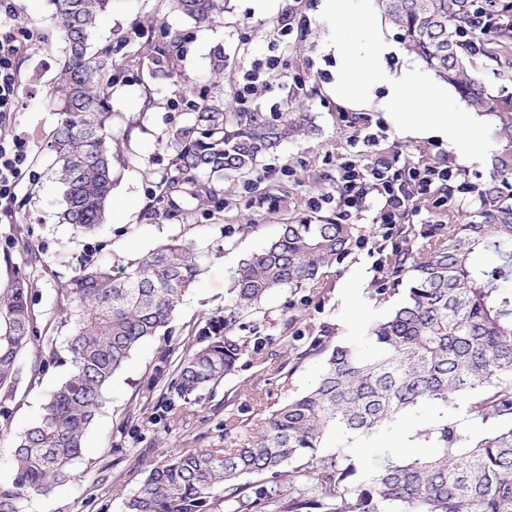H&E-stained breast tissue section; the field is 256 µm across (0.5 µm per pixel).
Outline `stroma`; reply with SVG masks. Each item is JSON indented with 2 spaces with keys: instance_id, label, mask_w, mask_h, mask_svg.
<instances>
[{
  "instance_id": "stroma-1",
  "label": "stroma",
  "mask_w": 512,
  "mask_h": 512,
  "mask_svg": "<svg viewBox=\"0 0 512 512\" xmlns=\"http://www.w3.org/2000/svg\"><path fill=\"white\" fill-rule=\"evenodd\" d=\"M12 3L13 16L0 18V26L33 29L38 40L18 57L25 90L8 133L26 141L30 175L16 189L12 219L0 221V297L16 278H26L34 322L19 354L17 383L0 389V484L14 478L17 438L39 420L49 393L67 375V365L52 353L62 349L71 331L61 316L66 287L79 268L92 261L122 275L128 261L172 236L205 254L199 280L185 295L169 332L140 345L113 376L84 436L73 478L24 507L25 512H125L126 498L163 456L223 447L226 423L253 418L308 390L322 368L320 357L305 353L308 337L345 339L387 311L371 298L382 276L379 253L355 245L341 263L326 268L318 287L281 289L243 318V325L256 328L265 342L239 361L213 398L195 405L179 402L157 413L183 351L196 345L206 319L223 311L224 293L241 258L264 247L279 225L312 216L311 198L335 195L346 163L370 165L396 155L479 182L489 174L487 158L496 145L484 119L474 117L462 137L473 156L464 167L440 142L402 137L384 113L342 105L329 90L334 62L323 44L331 28L318 14L320 0H264L260 6L255 0H227L223 19L203 27L169 10L167 0H112L96 28L95 46L111 45L115 59H123L143 41L159 42L155 23L165 21L182 38L178 69L193 80L196 97L214 93L204 76L219 50L224 100L233 111L299 112L310 132L282 143L247 177L225 179L219 202L174 211L159 195L169 172L163 146L167 133L190 119L188 111L173 106L182 88L165 77H150L145 66L121 70L110 100L118 155L112 210L104 228L87 235L59 223L61 196L48 171L47 143L60 121L49 98L64 46L60 22L50 0ZM287 19L290 34L274 39ZM271 57L278 58V68L267 74L251 102L240 104L237 90L244 73ZM474 209L472 194L458 193L451 212L426 202L408 221L418 229L447 223L452 216L464 222ZM242 224L251 225V232H239Z\"/></svg>"
}]
</instances>
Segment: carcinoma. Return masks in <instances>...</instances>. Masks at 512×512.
<instances>
[{
    "label": "carcinoma",
    "mask_w": 512,
    "mask_h": 512,
    "mask_svg": "<svg viewBox=\"0 0 512 512\" xmlns=\"http://www.w3.org/2000/svg\"><path fill=\"white\" fill-rule=\"evenodd\" d=\"M196 24L224 13V0H169ZM65 61L55 89L62 120L48 149L64 209L60 219L85 234L104 223L112 197L109 101L117 73L112 48L93 49L112 0H53ZM399 25L408 52L448 81L489 120L497 149L489 177L471 188L476 210L457 224H430L416 236L395 229L379 249L377 295L406 285L404 300L352 342L312 336L307 355L324 356L316 383L268 411L251 439L224 428L225 447L169 457L126 499V512H512V0H375ZM152 60L179 78L177 35L164 32ZM490 70L492 91L474 77ZM308 131L284 112H231L220 95L191 109L165 142L171 171L162 198L215 202L224 179L245 176L289 135ZM368 229L334 219L280 226L260 251L241 259L224 314L198 333L177 365L161 407L211 396L249 351L234 333L248 310L283 288L319 285L324 269L351 253ZM203 254L178 238L130 263L118 278L83 266L67 289L72 334L68 377L49 394L38 423L18 439L0 512L67 481L114 373L172 322L201 272ZM29 283L13 282L0 302V386L16 382L28 339ZM429 406L427 420L413 419ZM335 434L342 439L328 446ZM434 449L406 455L398 439ZM375 448L367 465L355 450Z\"/></svg>",
    "instance_id": "carcinoma-1"
}]
</instances>
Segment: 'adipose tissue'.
<instances>
[{
  "mask_svg": "<svg viewBox=\"0 0 512 512\" xmlns=\"http://www.w3.org/2000/svg\"><path fill=\"white\" fill-rule=\"evenodd\" d=\"M319 14L330 22L333 34L325 46L331 54L335 93L357 111L378 108L386 112L402 136L438 139L455 148L467 123L468 111L454 102L446 83L430 79L411 63L390 69L396 46L382 30L380 17L362 10L359 0H321ZM365 62L371 77L357 75V62ZM384 95H377V88ZM422 107H415V100Z\"/></svg>",
  "mask_w": 512,
  "mask_h": 512,
  "instance_id": "obj_1",
  "label": "adipose tissue"
}]
</instances>
